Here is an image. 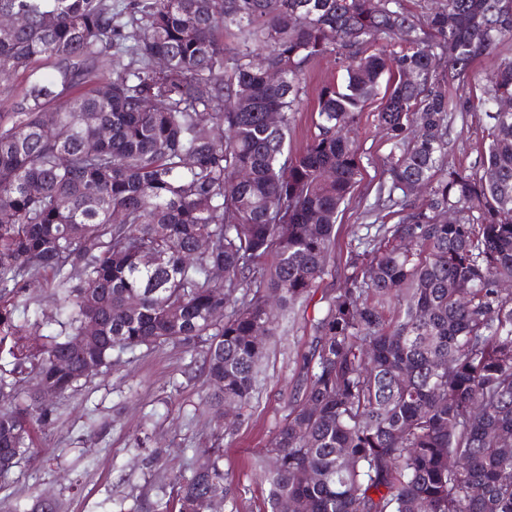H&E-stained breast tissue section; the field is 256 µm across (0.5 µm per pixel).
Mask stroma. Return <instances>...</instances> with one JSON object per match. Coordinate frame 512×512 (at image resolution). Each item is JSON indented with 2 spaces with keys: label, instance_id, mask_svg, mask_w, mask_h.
I'll return each mask as SVG.
<instances>
[{
  "label": "stroma",
  "instance_id": "1",
  "mask_svg": "<svg viewBox=\"0 0 512 512\" xmlns=\"http://www.w3.org/2000/svg\"><path fill=\"white\" fill-rule=\"evenodd\" d=\"M376 111L369 104L354 131L365 170L338 216L336 249L318 287L322 294L339 287V268L369 222L366 210L390 150ZM489 125L480 110L453 117L449 162L475 170ZM312 341L308 316L282 322L268 340L259 390L240 417L224 424L202 402L201 349L168 343L122 355L78 391L53 398L54 425L0 478V512H14L34 496L54 500L59 512H152L154 503L171 495L175 476L202 464L198 450L218 429L224 432L226 477L219 512H269L266 476L251 462L297 399L301 357Z\"/></svg>",
  "mask_w": 512,
  "mask_h": 512
}]
</instances>
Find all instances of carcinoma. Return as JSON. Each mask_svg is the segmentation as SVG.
Instances as JSON below:
<instances>
[{
    "instance_id": "1",
    "label": "carcinoma",
    "mask_w": 512,
    "mask_h": 512,
    "mask_svg": "<svg viewBox=\"0 0 512 512\" xmlns=\"http://www.w3.org/2000/svg\"><path fill=\"white\" fill-rule=\"evenodd\" d=\"M0 13L26 17L0 31V81L28 74L0 113V476L55 420L30 386L73 392L89 360L199 345L205 404L248 403L267 351L254 332L306 311L328 274L362 178L349 133L379 95L378 226L321 296L301 399L255 466L270 512H512V111L499 110L512 58L480 98L448 100L512 42V0H435L418 16L404 0H0ZM325 56L341 80L293 150ZM42 59L57 65L33 70ZM479 108L492 123L467 173L448 163V126ZM94 317L105 339L73 350ZM44 324L56 329L32 335ZM202 452L207 467L176 477L155 512L224 496L221 435Z\"/></svg>"
}]
</instances>
